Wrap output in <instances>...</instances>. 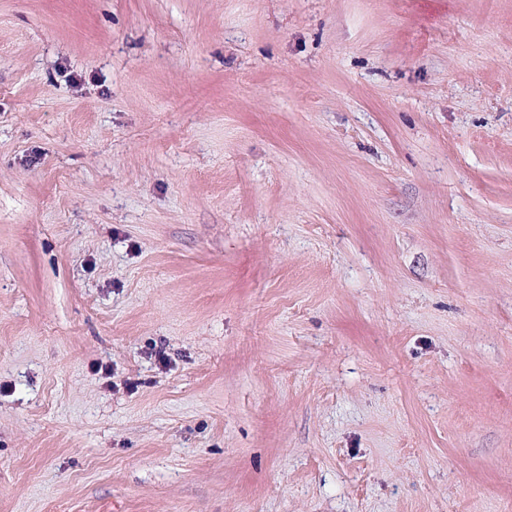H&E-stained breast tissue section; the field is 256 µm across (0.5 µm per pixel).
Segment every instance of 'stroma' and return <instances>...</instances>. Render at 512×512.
Masks as SVG:
<instances>
[{
    "mask_svg": "<svg viewBox=\"0 0 512 512\" xmlns=\"http://www.w3.org/2000/svg\"><path fill=\"white\" fill-rule=\"evenodd\" d=\"M0 512H512V0H0Z\"/></svg>",
    "mask_w": 512,
    "mask_h": 512,
    "instance_id": "obj_1",
    "label": "stroma"
}]
</instances>
